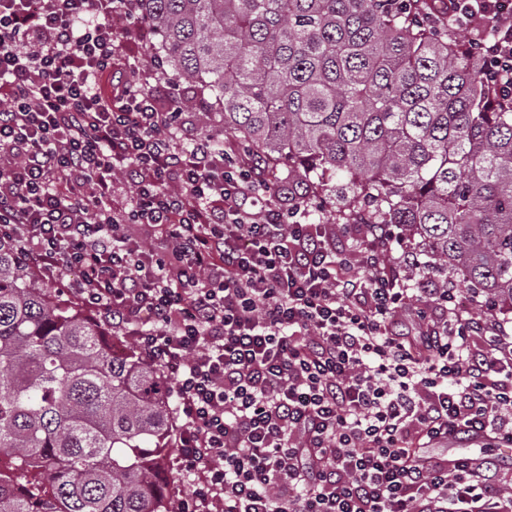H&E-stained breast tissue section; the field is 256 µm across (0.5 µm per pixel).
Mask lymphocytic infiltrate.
<instances>
[{"label": "lymphocytic infiltrate", "instance_id": "f902f5d3", "mask_svg": "<svg viewBox=\"0 0 512 512\" xmlns=\"http://www.w3.org/2000/svg\"><path fill=\"white\" fill-rule=\"evenodd\" d=\"M140 4L0 0V237L171 375L178 512H512L511 478L423 453L512 447L506 321L409 288L389 225L308 223L239 153L181 140L159 69L104 96L117 52L151 49ZM448 27L512 99V0H448ZM487 442H475L469 440H448V443H441L433 448H427V452L432 455H437L446 452V448H455L457 453H463L470 455L469 449L475 451L472 457L487 459L492 462L493 466L496 467L501 473H509L510 468L512 469V460H503L501 451L499 448L490 447ZM448 444L450 446H448ZM511 463V465H510Z\"/></svg>", "mask_w": 512, "mask_h": 512}]
</instances>
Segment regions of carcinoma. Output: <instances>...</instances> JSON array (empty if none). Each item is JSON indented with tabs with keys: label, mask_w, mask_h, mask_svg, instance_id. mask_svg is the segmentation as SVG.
I'll use <instances>...</instances> for the list:
<instances>
[{
	"label": "carcinoma",
	"mask_w": 512,
	"mask_h": 512,
	"mask_svg": "<svg viewBox=\"0 0 512 512\" xmlns=\"http://www.w3.org/2000/svg\"><path fill=\"white\" fill-rule=\"evenodd\" d=\"M158 64L210 91L275 184L344 181L429 274L512 311V100L434 0H142ZM164 374L116 354L0 238V512H177Z\"/></svg>",
	"instance_id": "carcinoma-1"
}]
</instances>
